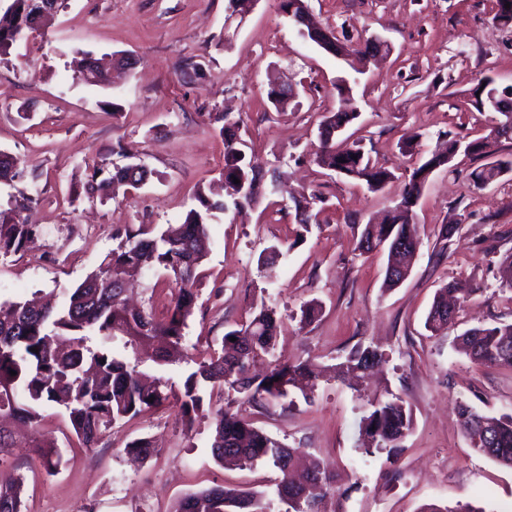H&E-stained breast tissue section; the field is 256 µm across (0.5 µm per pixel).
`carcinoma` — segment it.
Masks as SVG:
<instances>
[{
	"label": "carcinoma",
	"mask_w": 512,
	"mask_h": 512,
	"mask_svg": "<svg viewBox=\"0 0 512 512\" xmlns=\"http://www.w3.org/2000/svg\"><path fill=\"white\" fill-rule=\"evenodd\" d=\"M27 0H11L0 7V54L23 39L29 28L21 27V16H29ZM357 112H334L320 121L319 127L349 125ZM240 123L224 121L219 136L224 142V182L234 206L259 203L262 194L256 190L262 176L245 161L239 148ZM498 142L492 134L471 141L450 138L442 154L428 155L415 167L400 192V201L380 224L365 225L358 242L361 249L387 245L392 234L419 242L417 226L409 222L410 206L420 198L429 168L449 165L448 158L462 151L469 155H487L488 148ZM357 159H352V156ZM315 162L322 168L342 169L354 180L364 181L372 191H379L391 182L392 175L371 163L358 145L341 148L336 143H320ZM90 194L103 195L123 177L92 162ZM18 161L0 153V181L19 177ZM239 183H234V180ZM34 199L24 193L0 208V255L20 252L25 244L40 233L32 221ZM199 207L187 212L181 224H170L158 232L140 226L125 229V241L107 253L98 269L82 282L62 293L61 304L55 307L32 302L0 303V453L12 447L9 424H21L34 432L33 447L44 468L52 471L59 464L57 446L41 432L44 408L56 404L64 408L69 429L80 448H96L104 432L117 421L140 415L173 398L186 425L203 406V393L210 389H229L251 404L264 406L287 397L301 378L315 375L307 362L275 361L262 378L250 374V365L259 355L273 349L279 328L276 312L261 308L253 318L222 337L221 348L196 351L195 369L179 384L161 379L149 384L143 379L138 362L118 355L112 342L126 338L132 349L157 339L177 348L185 340L184 330L195 302V283L208 255V223L212 212L224 210V202L198 195ZM191 267L189 278L167 282L174 291L166 317L158 321L152 313L131 309L125 293L130 280L138 275L161 272L173 261ZM450 286L440 288L426 324L440 332L453 323L448 310ZM235 341H230V338ZM462 350L478 365L512 369V324L471 329L459 336ZM384 354L367 346L352 350L342 366L345 380L355 388L364 374L380 364ZM16 375H11V372ZM496 425L489 431L493 460L512 468V414L495 417ZM413 420L404 402L379 400L360 422L362 453L371 456L385 449L401 447L412 428ZM129 454L147 456L155 450L152 441L139 438L125 447ZM213 458L220 464L227 460L250 465L265 459L279 470L275 497L286 505L284 512H317L318 500L335 491V477L315 464L303 478L293 476V450L280 445L254 426L239 412L217 410L216 433L211 443ZM23 481L11 472L0 469V512H22ZM271 498L262 491L239 490L223 485L203 488L179 497L172 512H271Z\"/></svg>",
	"instance_id": "cac0c4a2"
}]
</instances>
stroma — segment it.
<instances>
[{
  "mask_svg": "<svg viewBox=\"0 0 512 512\" xmlns=\"http://www.w3.org/2000/svg\"><path fill=\"white\" fill-rule=\"evenodd\" d=\"M323 28L349 39L380 36L390 49L358 74L354 125L373 163L395 179L382 191L324 170L313 161L318 125L340 107L334 82L346 64L303 40L280 0H255L242 16L228 0H64L43 30L0 57V151L23 163L21 179L0 182V204L33 195L41 228L34 245L0 256V302L68 288L122 244L125 226L182 223L198 188L219 190L222 116L239 121L254 165L268 187L265 204L215 213L210 251L196 285L187 336L197 348L220 344L227 330L266 307L280 329L275 354L322 367L308 396L259 407L225 392L219 404L336 477L320 512H419L435 502L475 512H512V469L475 452L464 437L460 405L512 414V369L480 366L458 346L466 330L512 323V290L500 267L512 257V173L487 187L471 174L487 159L458 156L439 169L415 207L420 245L408 278L385 289L386 254L356 241L369 221L399 200L415 158L401 149L415 137L428 155L450 137L475 138L499 121L478 111L479 78L512 85V27L492 20L493 0H305ZM121 53L133 60L107 87L81 81L78 53ZM298 88L283 112L266 109L270 79ZM144 164L138 188L92 196L89 161ZM313 196L317 220L303 241L290 240L296 195ZM462 231L445 236L446 226ZM274 264L264 265L269 247ZM457 283L465 298L455 322L431 333L426 316L438 288ZM319 301L312 324L301 307ZM386 361L352 390L334 369L359 346ZM400 397L413 426L397 454L363 456L359 425L373 402ZM46 426L62 454L47 475L30 433L0 453V467L24 479L22 512H171L174 501L215 484L274 491L272 464L222 467L210 440L211 409L185 426L176 402L107 430L99 447L72 448L63 417ZM153 437L157 453L134 459L125 446Z\"/></svg>",
  "mask_w": 512,
  "mask_h": 512,
  "instance_id": "obj_1",
  "label": "stroma"
}]
</instances>
